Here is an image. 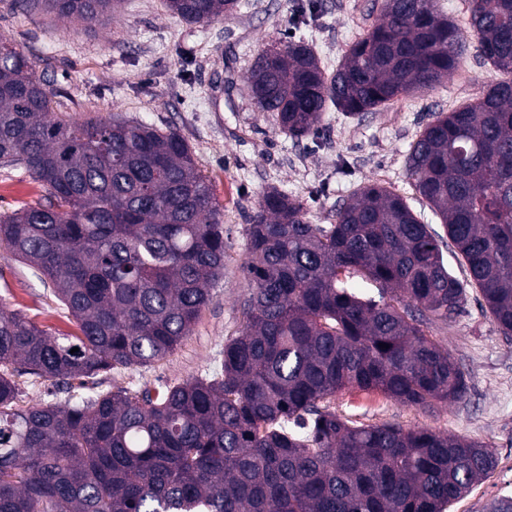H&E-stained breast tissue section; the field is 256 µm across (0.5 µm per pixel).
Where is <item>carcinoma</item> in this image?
I'll list each match as a JSON object with an SVG mask.
<instances>
[{"label":"carcinoma","mask_w":512,"mask_h":512,"mask_svg":"<svg viewBox=\"0 0 512 512\" xmlns=\"http://www.w3.org/2000/svg\"><path fill=\"white\" fill-rule=\"evenodd\" d=\"M119 2L13 0L86 28ZM469 2L479 56L503 78L434 115L405 161L464 277L380 184L354 191L330 224L272 189L247 228L249 293L221 368L92 395L83 389L100 373L149 367L190 334L224 274L220 209L176 130L67 122L0 38V164L49 191L0 214V251L38 270L79 330L55 336L0 307V512H448L494 471L482 442L359 425L330 408L346 387L423 410L463 399L465 373L424 326L454 323L471 288L512 337V0ZM163 4L203 23L237 0ZM466 43L434 0H384L336 71L306 39L289 40L255 58L250 96L299 139L331 107L354 116L435 88ZM24 376L78 385L64 405L51 390L24 405Z\"/></svg>","instance_id":"carcinoma-1"}]
</instances>
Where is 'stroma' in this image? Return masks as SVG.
Returning a JSON list of instances; mask_svg holds the SVG:
<instances>
[{
    "label": "stroma",
    "mask_w": 512,
    "mask_h": 512,
    "mask_svg": "<svg viewBox=\"0 0 512 512\" xmlns=\"http://www.w3.org/2000/svg\"><path fill=\"white\" fill-rule=\"evenodd\" d=\"M383 0H239L223 18L189 24L162 0H122L108 24L76 26L38 10L0 0V37L9 39L49 80L62 117L129 120L176 129L192 149L222 207L224 275L212 290L191 334L173 355L149 369L100 375L98 388H137L219 369L226 338L237 335L239 305L248 291L242 271L247 227L261 195L278 189L301 201L313 223L327 224L354 190L380 183L407 197L415 213L438 227L405 171L411 144L433 113L479 98L499 72L478 56V40L457 71L431 90L400 96L386 108L349 117L325 113L316 133L291 139L247 94L256 56L282 47L287 34L306 35L325 69H335L352 42L378 20ZM45 186L24 168L0 166V213L44 200ZM0 306L56 336L78 332L73 317L40 274L9 254L0 255ZM430 339L448 347L464 371L466 396L425 411L378 392L349 388L331 406L366 425L395 423L488 444L497 466L450 512H484L512 492V339L489 313L468 299L452 328L429 326Z\"/></svg>",
    "instance_id": "1"
}]
</instances>
